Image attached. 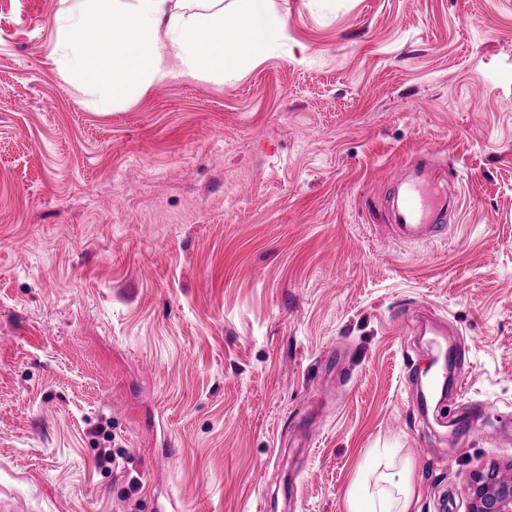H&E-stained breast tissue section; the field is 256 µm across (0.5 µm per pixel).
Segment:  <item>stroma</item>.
Listing matches in <instances>:
<instances>
[{"mask_svg": "<svg viewBox=\"0 0 512 512\" xmlns=\"http://www.w3.org/2000/svg\"><path fill=\"white\" fill-rule=\"evenodd\" d=\"M272 4L288 43L240 78L105 113L49 57L59 0H0V498L23 512H351L382 475L467 512L465 474L512 464V0ZM423 147L461 202L402 245L384 200ZM439 345L464 354L444 415L416 383Z\"/></svg>", "mask_w": 512, "mask_h": 512, "instance_id": "35a3bbf8", "label": "stroma"}]
</instances>
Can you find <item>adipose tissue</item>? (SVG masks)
<instances>
[{"label":"adipose tissue","mask_w":512,"mask_h":512,"mask_svg":"<svg viewBox=\"0 0 512 512\" xmlns=\"http://www.w3.org/2000/svg\"><path fill=\"white\" fill-rule=\"evenodd\" d=\"M287 42L269 0H60L51 58L68 89L113 112L177 73L238 78Z\"/></svg>","instance_id":"ef3b65f1"}]
</instances>
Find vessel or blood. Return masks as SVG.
Listing matches in <instances>:
<instances>
[{
	"label": "vessel or blood",
	"mask_w": 512,
	"mask_h": 512,
	"mask_svg": "<svg viewBox=\"0 0 512 512\" xmlns=\"http://www.w3.org/2000/svg\"><path fill=\"white\" fill-rule=\"evenodd\" d=\"M460 183L457 168L439 150L413 152L390 180L388 228L393 237L415 243L444 234L459 203Z\"/></svg>",
	"instance_id": "obj_1"
}]
</instances>
